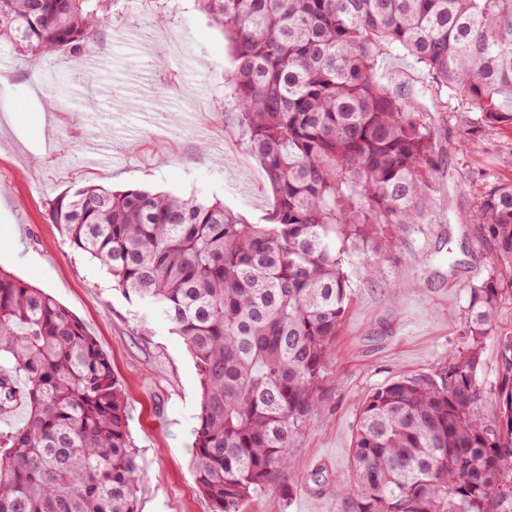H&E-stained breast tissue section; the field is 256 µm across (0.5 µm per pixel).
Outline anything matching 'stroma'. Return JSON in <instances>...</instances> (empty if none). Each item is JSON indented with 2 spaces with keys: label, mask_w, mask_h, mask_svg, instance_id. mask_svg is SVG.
<instances>
[{
  "label": "stroma",
  "mask_w": 512,
  "mask_h": 512,
  "mask_svg": "<svg viewBox=\"0 0 512 512\" xmlns=\"http://www.w3.org/2000/svg\"><path fill=\"white\" fill-rule=\"evenodd\" d=\"M98 35L89 49L110 63L95 72L67 53L31 68L0 44V268L54 296L109 356L128 397L140 512H212L193 469L200 384L190 352L153 305L70 248L48 205L100 183L218 200L261 224L271 201L228 95L231 48L195 0H120ZM377 73L409 92L428 81L402 53L380 59ZM84 96L99 112L79 111ZM418 104L441 157L432 204L394 251L349 256L350 300L312 423L293 440L291 466L243 512H348L336 488L354 484L364 398L400 378L439 376L464 345L467 293L494 269L470 216L490 187L512 182V127L479 125L458 97Z\"/></svg>",
  "instance_id": "35a3bbf8"
}]
</instances>
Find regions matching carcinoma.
Listing matches in <instances>:
<instances>
[{"label":"carcinoma","instance_id":"1","mask_svg":"<svg viewBox=\"0 0 512 512\" xmlns=\"http://www.w3.org/2000/svg\"><path fill=\"white\" fill-rule=\"evenodd\" d=\"M119 0H0V40L36 66L81 55ZM224 33L248 150L272 206L244 224L221 202L89 184L49 205L70 248L154 304L189 349L201 387L193 467L213 512L243 504L291 465L319 405L349 299L346 255L393 251L389 227L429 208L436 141L377 61L404 52L426 92H453L487 127H512V0H197ZM471 223L498 269L469 289L466 344L443 375H414L362 403L350 512H512V183ZM495 337L497 420L482 413L483 344ZM0 512H139L127 399L112 363L67 307L0 268Z\"/></svg>","mask_w":512,"mask_h":512}]
</instances>
